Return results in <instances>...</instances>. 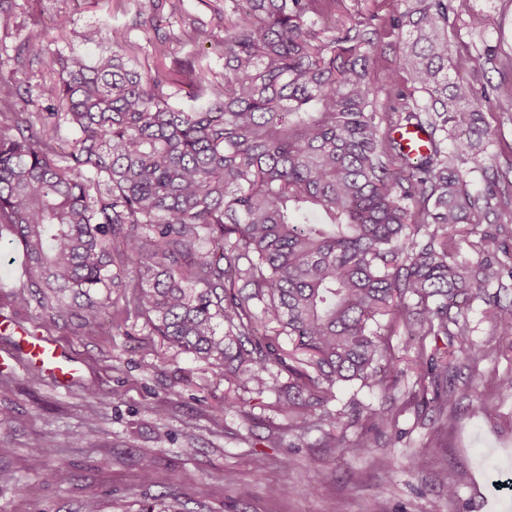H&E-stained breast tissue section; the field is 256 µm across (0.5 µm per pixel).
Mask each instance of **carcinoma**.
Listing matches in <instances>:
<instances>
[{
    "label": "carcinoma",
    "mask_w": 512,
    "mask_h": 512,
    "mask_svg": "<svg viewBox=\"0 0 512 512\" xmlns=\"http://www.w3.org/2000/svg\"><path fill=\"white\" fill-rule=\"evenodd\" d=\"M338 0H224L218 37H189L184 63L165 65L166 36L153 13L135 25L153 45L155 74L140 70L123 26L72 29L70 38L112 46L88 60L45 61L26 47L14 63L56 75L47 106L30 109L0 80V233L28 263L29 288L52 319L96 335L110 288H129L126 309L202 360L219 380L275 389L288 368L282 408L344 431L327 403L353 381L396 388L401 358L390 337L418 338L415 384L434 385L433 407L453 419L456 367L426 339L467 340L480 298L504 340L512 338V183L459 165L497 144L474 85L451 78L453 0H404L391 20L405 33L396 65L410 89L377 111L367 79L376 29L356 23L325 35ZM207 52L224 75L196 70ZM185 93L195 106L170 99ZM74 134L58 157L61 127ZM422 130L426 150L405 149L394 130ZM319 208L315 224L307 209ZM477 254L458 260L460 243ZM71 293L85 302H65ZM284 335L296 351L285 353ZM512 374L471 408L482 415ZM366 429L333 438L342 456L371 447V432L398 438L396 417L359 408Z\"/></svg>",
    "instance_id": "obj_1"
}]
</instances>
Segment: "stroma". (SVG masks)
<instances>
[{
    "mask_svg": "<svg viewBox=\"0 0 512 512\" xmlns=\"http://www.w3.org/2000/svg\"><path fill=\"white\" fill-rule=\"evenodd\" d=\"M160 3L169 22V62L186 58L193 28L219 31L220 23L205 0H125L114 14L113 0H14L8 21L0 20V78L15 79L32 106H44L41 73L16 70L14 49L64 55H97L93 44L63 39L60 23L83 29L110 19L128 26L143 70L154 67V49L135 29L139 12ZM448 41L456 74L475 87L503 84L512 89V0H455ZM401 0H340L337 25L373 18L376 48L368 79L379 85L380 107H388L408 87L406 75L382 85L401 41L391 18ZM484 19L470 25L471 15ZM495 60L474 72L471 56L486 48ZM495 132L492 155L479 164L498 169L512 181V103L492 99L484 105ZM25 257L9 234L0 235V342L21 334L52 341L76 368L72 382L60 386L47 369L33 370L21 355L0 360V512H83L86 500L100 512H512V491L497 490L503 471L512 472V392L501 393L480 417L470 408L478 393L495 387L512 372V351L501 341L484 305L475 300L468 317L467 341L456 344L454 384L457 408L452 425L424 409L413 370H406L394 392L379 389L338 392L330 409L349 399L397 416L398 443L373 439L367 455L343 457L325 447V433L315 421L289 418L279 395L288 389V373L272 369L275 390L259 392L213 380L205 363L193 360L152 333L144 319L131 317L118 329L95 336L52 320L26 289ZM499 347L497 357L474 360L475 352ZM235 397L236 407L224 405ZM221 414L213 424V414ZM83 443H76L77 435ZM39 436L50 448L32 453ZM437 442L436 452L427 449ZM266 466L255 470V455ZM152 461L155 479L143 481L144 461ZM72 477H54L58 465ZM231 484H224L225 472ZM458 488L449 500L446 482ZM278 496H271V489Z\"/></svg>",
    "mask_w": 512,
    "mask_h": 512,
    "instance_id": "stroma-1",
    "label": "stroma"
}]
</instances>
